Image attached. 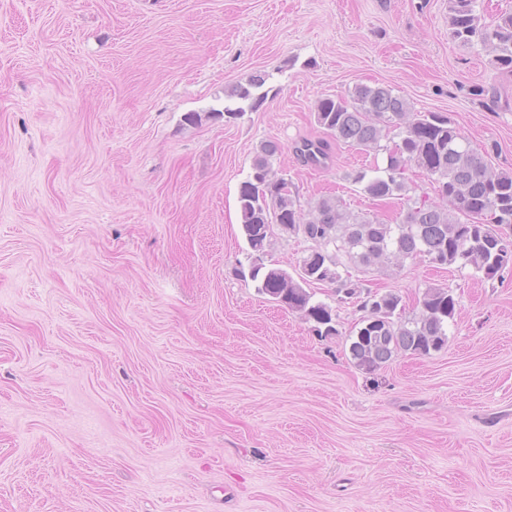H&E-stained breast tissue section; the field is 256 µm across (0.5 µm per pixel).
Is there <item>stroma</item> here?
<instances>
[{
    "label": "stroma",
    "instance_id": "35a3bbf8",
    "mask_svg": "<svg viewBox=\"0 0 512 512\" xmlns=\"http://www.w3.org/2000/svg\"><path fill=\"white\" fill-rule=\"evenodd\" d=\"M256 73L263 106L224 119ZM360 83L512 171V72L448 0H0V512H512V266H348L408 317L457 301L441 350L372 372L333 285L321 337L241 276L262 142L302 212H405L352 180L385 154L296 153Z\"/></svg>",
    "mask_w": 512,
    "mask_h": 512
}]
</instances>
